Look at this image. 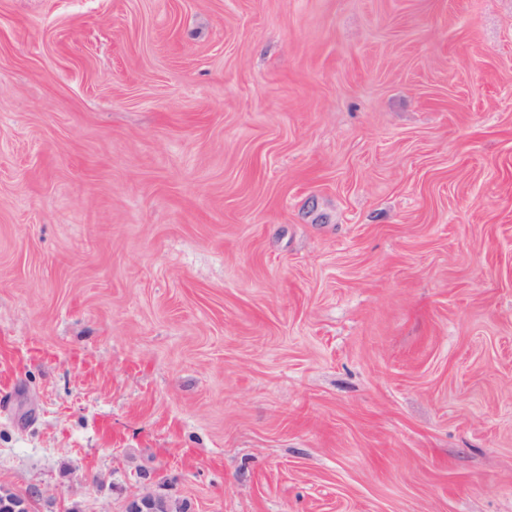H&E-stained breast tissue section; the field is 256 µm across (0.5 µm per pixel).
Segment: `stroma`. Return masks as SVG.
Returning a JSON list of instances; mask_svg holds the SVG:
<instances>
[{
	"instance_id": "stroma-1",
	"label": "stroma",
	"mask_w": 512,
	"mask_h": 512,
	"mask_svg": "<svg viewBox=\"0 0 512 512\" xmlns=\"http://www.w3.org/2000/svg\"><path fill=\"white\" fill-rule=\"evenodd\" d=\"M147 486L512 512V0H0V488Z\"/></svg>"
}]
</instances>
